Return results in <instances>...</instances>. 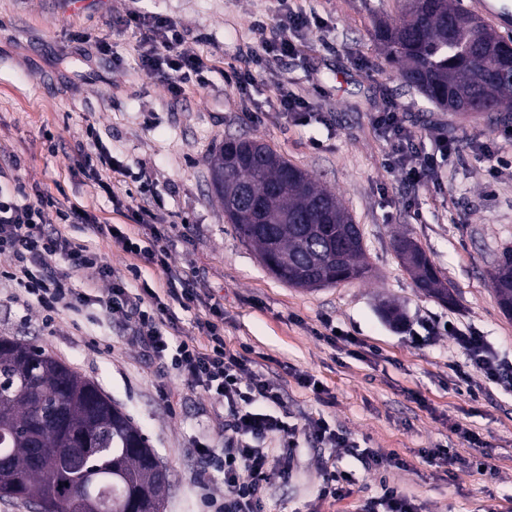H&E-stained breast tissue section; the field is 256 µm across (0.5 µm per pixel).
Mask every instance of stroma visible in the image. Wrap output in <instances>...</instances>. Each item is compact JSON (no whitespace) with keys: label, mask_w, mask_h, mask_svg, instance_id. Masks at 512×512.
<instances>
[{"label":"stroma","mask_w":512,"mask_h":512,"mask_svg":"<svg viewBox=\"0 0 512 512\" xmlns=\"http://www.w3.org/2000/svg\"><path fill=\"white\" fill-rule=\"evenodd\" d=\"M293 5L321 20L303 34L307 50L254 67L259 34L252 23L274 22L276 0H0V172L30 196L65 197L81 207L88 228L75 238L121 275L132 255L89 227L132 218L93 188L81 150L87 127L126 168L122 192L137 194L140 178L148 179L154 228L168 231V261L223 304L226 343L285 380L290 425L320 415L350 441L346 448L303 442L288 481L268 489L266 512H361L380 496L383 476L420 512H512V392L471 370L451 336L426 333L448 321L478 331L512 371V316L499 309L489 280L496 255L512 247V175L491 178L485 158L489 150L512 158V141L503 139L504 125L440 110L403 86L373 36L377 20L398 18L399 0ZM132 11L171 18L184 50L213 67L210 84L174 98L147 76L138 34L124 24ZM250 68L257 80L247 91L225 82V73ZM283 79L307 100L306 121H287L278 111ZM390 101L405 112L418 149L436 156L443 188L407 186L386 166L389 146L369 118ZM254 112L262 123L251 121ZM442 134L461 138L458 153L442 154ZM229 137L263 140L336 193L362 230L371 266L365 279L297 288L263 268L211 190L207 159ZM402 235L426 252L452 289V304L416 287L395 250ZM17 294L0 275V336L36 345L98 384L166 465L164 512H200L190 480L197 460L188 449L200 441L225 448L222 401L186 388L121 324L90 311L48 326ZM386 304L402 309L401 324L385 320ZM328 321L356 340V354L324 337ZM461 371L468 380L458 379ZM298 373L323 383L331 403L299 387ZM457 423L479 446L454 432ZM435 448L449 449L454 464L424 460ZM369 450L400 463L378 473L365 462ZM477 458L487 465L480 474L471 470ZM329 469L348 473L351 496L320 500Z\"/></svg>","instance_id":"obj_1"}]
</instances>
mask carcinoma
I'll return each mask as SVG.
<instances>
[{
	"mask_svg": "<svg viewBox=\"0 0 512 512\" xmlns=\"http://www.w3.org/2000/svg\"><path fill=\"white\" fill-rule=\"evenodd\" d=\"M406 0L398 23L374 27L402 83L436 107L496 123L512 122V38L474 41V13L456 0ZM211 186L240 240L253 246L262 264L282 282L296 278L346 280L368 271L358 225L340 200L306 171L267 144L228 138L210 158ZM398 256L417 287L444 303L454 300L426 252L411 238L396 240ZM499 309L512 310V247L490 272ZM99 387L30 344L0 337V458L25 492L32 512H47L53 493L63 512H123L130 490L143 494L145 509L162 512L167 475L131 448L139 428L111 399H96ZM86 448L83 466L39 465V455L72 444Z\"/></svg>",
	"mask_w": 512,
	"mask_h": 512,
	"instance_id": "obj_1",
	"label": "carcinoma"
}]
</instances>
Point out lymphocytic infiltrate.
I'll return each mask as SVG.
<instances>
[{"label": "lymphocytic infiltrate", "instance_id": "lymphocytic-infiltrate-1", "mask_svg": "<svg viewBox=\"0 0 512 512\" xmlns=\"http://www.w3.org/2000/svg\"><path fill=\"white\" fill-rule=\"evenodd\" d=\"M126 23L139 33L142 71L160 79L172 97L181 96L186 86L208 83L211 66L183 50L182 34L167 16L132 13ZM319 25L317 17L281 6L279 25L262 37L259 50L251 54L253 62L262 63L270 53L298 55V34ZM370 122L383 132L390 145L387 165L401 171L404 183L440 185L435 160L414 146V135L396 103L372 113ZM70 210L66 202L51 196L30 199L19 185L0 188V254L10 258V276L21 295L34 299L49 318L64 309L79 312L98 306L123 323L153 359L170 366L188 387L222 398L229 415L228 446L220 456L203 444L195 448L199 466L193 483L209 512H262L268 485L275 478L288 479L293 450L300 445L295 430L276 414L284 405L281 379L247 370L241 353L226 344L223 327L214 321L222 313L220 306L211 303L203 289L188 287L187 274L169 264L166 249L156 250L148 259L165 275V293L146 286L132 288V281L142 277L141 268L131 266L125 278L115 275L96 251L73 239L67 222ZM53 215L58 218L54 226L49 223ZM192 308L199 312L197 336L172 341L165 327L177 322L178 310ZM452 337L472 368L492 383L512 389V377L504 376L491 357L484 336L456 331ZM269 435L282 438L278 456L254 444ZM215 470L224 475L220 498L210 491Z\"/></svg>", "mask_w": 512, "mask_h": 512}]
</instances>
